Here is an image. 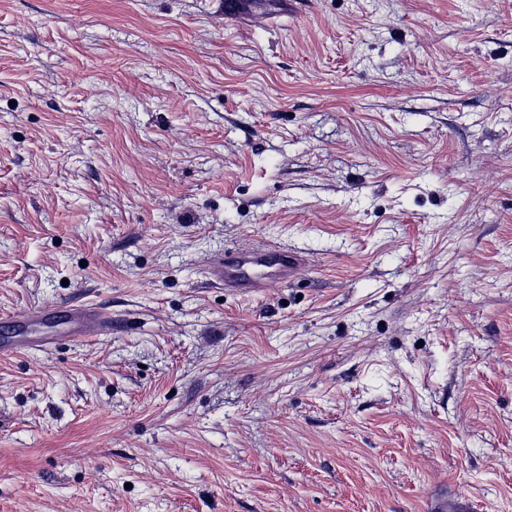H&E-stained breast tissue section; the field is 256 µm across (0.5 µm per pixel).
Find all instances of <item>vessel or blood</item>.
I'll use <instances>...</instances> for the list:
<instances>
[{"label":"vessel or blood","mask_w":512,"mask_h":512,"mask_svg":"<svg viewBox=\"0 0 512 512\" xmlns=\"http://www.w3.org/2000/svg\"><path fill=\"white\" fill-rule=\"evenodd\" d=\"M299 253L279 245H261L250 251L225 250L209 264L206 274L210 281L224 290L248 294L287 282L301 264ZM53 326V334L44 336L45 345H53L57 335L87 336L112 327L93 304L65 302L34 310L27 322L14 326L13 332L0 336V354L15 355L27 346L26 337L40 326Z\"/></svg>","instance_id":"1"}]
</instances>
